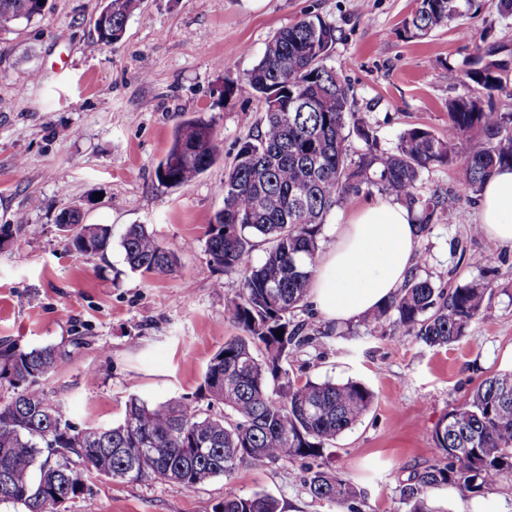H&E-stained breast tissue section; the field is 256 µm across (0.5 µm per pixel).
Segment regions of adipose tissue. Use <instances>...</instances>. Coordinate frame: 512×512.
<instances>
[{
    "label": "adipose tissue",
    "mask_w": 512,
    "mask_h": 512,
    "mask_svg": "<svg viewBox=\"0 0 512 512\" xmlns=\"http://www.w3.org/2000/svg\"><path fill=\"white\" fill-rule=\"evenodd\" d=\"M476 220L485 235L512 245V168L497 169L484 185ZM308 298L325 320H358L402 287L416 264L412 216L396 202L354 212L333 225Z\"/></svg>",
    "instance_id": "ef3b65f1"
}]
</instances>
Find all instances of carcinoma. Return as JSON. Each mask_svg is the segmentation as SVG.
Instances as JSON below:
<instances>
[{
    "label": "carcinoma",
    "mask_w": 512,
    "mask_h": 512,
    "mask_svg": "<svg viewBox=\"0 0 512 512\" xmlns=\"http://www.w3.org/2000/svg\"><path fill=\"white\" fill-rule=\"evenodd\" d=\"M46 2L0 0V29L43 16ZM138 2L104 0L95 20L98 42L120 41ZM480 8L481 0H416L399 34L423 39ZM337 40L333 22L307 14L274 33L248 74V89L262 100L264 113L217 187L224 205L210 219L205 241L213 266L241 274L239 294L224 311L240 334L209 360L198 392L156 405L133 396L117 425L79 426L41 388L66 351L56 345L0 347V385L15 393L0 403V502L19 503L26 512H56V494L76 497L87 473L190 490L230 477L242 465L296 460L307 461L303 483L313 498L357 497L350 481L319 459L369 412L374 393L359 381H300L284 367L314 336L351 334L349 327L322 329L296 319L315 271L319 237L336 206L374 191L406 207L422 236L440 220L445 204L440 195L421 192L425 173L457 165L463 171L460 192L478 197L497 168L512 167V112L490 105L512 76V52L476 45L479 66L464 72L463 92L448 102V137L413 127L382 149L375 126L352 109L348 86L329 64ZM218 159L212 124L183 120L156 168L158 186L188 187ZM64 216L59 229L68 248L81 255L109 248L111 228L80 223L76 208L59 214ZM258 243L266 246L265 257L253 266L249 256ZM121 247L134 272L167 275L178 263L144 224L129 225ZM490 292L489 280L445 290L416 267L359 325L371 330L387 323L398 335L412 333L430 347L446 348L466 336ZM434 440L441 458L402 487L409 512H432L431 488L453 484L474 492L511 477L512 370L482 380L468 401L439 420ZM215 512H280V506L266 493L230 495Z\"/></svg>",
    "instance_id": "1"
}]
</instances>
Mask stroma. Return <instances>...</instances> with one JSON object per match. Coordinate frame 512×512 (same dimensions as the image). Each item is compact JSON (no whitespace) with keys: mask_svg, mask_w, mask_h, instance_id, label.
<instances>
[{"mask_svg":"<svg viewBox=\"0 0 512 512\" xmlns=\"http://www.w3.org/2000/svg\"><path fill=\"white\" fill-rule=\"evenodd\" d=\"M102 4L48 0L42 17L0 31V225L20 214L28 221L25 233L0 241V343L27 350L84 337L44 384L82 426L119 423L133 395L152 404L193 395L214 352L237 333L224 308L241 277L210 264L205 233L223 206L216 188L261 115L245 77L277 30L307 13L335 23L331 63L384 147L415 126L446 134L448 101L475 56L452 27L400 37L414 0H141L110 46L94 29ZM464 24L512 50V21L498 0H482ZM193 117L212 123L221 159L190 186L158 188L173 130ZM461 178L448 165L425 174L422 192L447 207L418 250L420 274L438 287L493 281L467 337L435 349L386 327L361 328L305 347L288 367L374 392L368 414L324 453L358 499H313L298 461L243 466L192 490L92 473L64 512L91 503L97 512H213L227 495L260 492L282 512H408L401 488L438 460V420L485 377L512 369V246L472 233L478 202L459 194ZM76 206L85 222L111 227L105 253L65 246L56 219ZM131 224L177 254L172 274L129 269L120 240ZM428 496L436 512H512V479L474 493L443 485Z\"/></svg>","mask_w":512,"mask_h":512,"instance_id":"1","label":"stroma"}]
</instances>
